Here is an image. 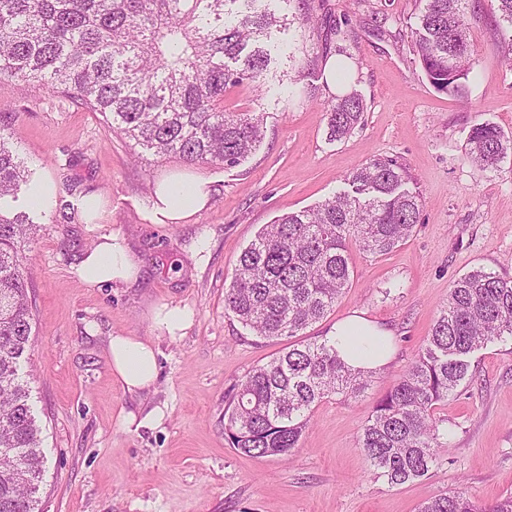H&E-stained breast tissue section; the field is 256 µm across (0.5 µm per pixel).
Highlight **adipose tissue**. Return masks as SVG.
Wrapping results in <instances>:
<instances>
[{"instance_id": "ef3b65f1", "label": "adipose tissue", "mask_w": 512, "mask_h": 512, "mask_svg": "<svg viewBox=\"0 0 512 512\" xmlns=\"http://www.w3.org/2000/svg\"><path fill=\"white\" fill-rule=\"evenodd\" d=\"M211 195L205 183L176 178L175 182L161 184L156 190L154 214L158 223L176 224L203 210ZM79 275L91 288L109 283L136 281L139 265L122 238L103 235L81 260ZM360 331L380 339L389 333L382 327L356 314L336 323L329 333V343L350 366L373 370L383 366L390 358L389 349L362 355L353 352L349 335ZM108 355L115 378L124 389L136 394L150 389L159 375L157 353L151 341L136 336L116 334L108 340Z\"/></svg>"}]
</instances>
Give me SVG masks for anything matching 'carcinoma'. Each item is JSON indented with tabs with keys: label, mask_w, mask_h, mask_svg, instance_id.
I'll list each match as a JSON object with an SVG mask.
<instances>
[{
	"label": "carcinoma",
	"mask_w": 512,
	"mask_h": 512,
	"mask_svg": "<svg viewBox=\"0 0 512 512\" xmlns=\"http://www.w3.org/2000/svg\"><path fill=\"white\" fill-rule=\"evenodd\" d=\"M290 0H0V77L67 91L102 113L111 127L157 158L235 167L261 142L265 113L226 112L224 94L265 84L264 41L287 24L266 8ZM414 46L429 83L463 99L474 66L468 0H421ZM330 137L353 133L364 101L351 92L326 103ZM512 153V138L477 124L469 158L493 169ZM353 193L264 225L242 250L224 294L225 310L268 340L300 335L324 318L348 287L349 243L365 255L400 246L417 224L420 195L405 188L406 168L376 157L348 178ZM26 162L0 129V512H39L46 472L42 430L21 365L32 336L29 281L21 245L44 226L4 202L30 186ZM512 337V278L476 268L450 290L418 358L363 426L360 445L374 480L403 485L426 476L448 429L434 406L468 379L470 356ZM369 371L352 369L327 342L290 344L252 370L228 400L224 435L239 453L285 456L298 447L312 409L331 395L358 396ZM418 512H512V494L491 505L461 489L443 492Z\"/></svg>",
	"instance_id": "carcinoma-1"
}]
</instances>
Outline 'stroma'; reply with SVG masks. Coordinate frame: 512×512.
Instances as JSON below:
<instances>
[{"instance_id":"stroma-1","label":"stroma","mask_w":512,"mask_h":512,"mask_svg":"<svg viewBox=\"0 0 512 512\" xmlns=\"http://www.w3.org/2000/svg\"><path fill=\"white\" fill-rule=\"evenodd\" d=\"M316 28L304 25V12ZM418 0H292L277 35L266 93L243 84L224 96L229 111L267 113L260 146L234 167L140 159L106 119L38 83L0 78V124L33 179L54 201L35 221L23 267L33 335L21 373L42 428L46 473L40 512H417L461 487L491 503L512 493V338L471 357V380L434 409L455 430L426 477L402 486L369 478L359 444L376 399L417 358L454 283L475 268L512 277V155L485 170L465 154L473 127L512 136L508 39L490 0H472L469 38L476 66L468 96L436 91L412 52ZM339 56L347 77L326 82ZM355 91L365 110L354 133L328 134L326 101ZM376 156L402 163L421 206L411 236L392 252L352 251L353 274L333 310L303 341H323L359 313L391 333L393 356L355 398L318 403L290 456L252 458L230 447L224 408L255 367L284 348L245 330L224 309L237 259L262 225L349 191L347 175ZM205 180L208 207L180 224L148 217L166 178ZM102 196L104 217L84 223L78 196ZM122 235L138 280L85 286L75 268L98 236ZM165 306L191 322L169 336L155 324ZM152 341L159 377L132 394L112 374L110 336ZM161 419H150L154 410ZM134 413L141 426L123 429Z\"/></svg>"}]
</instances>
